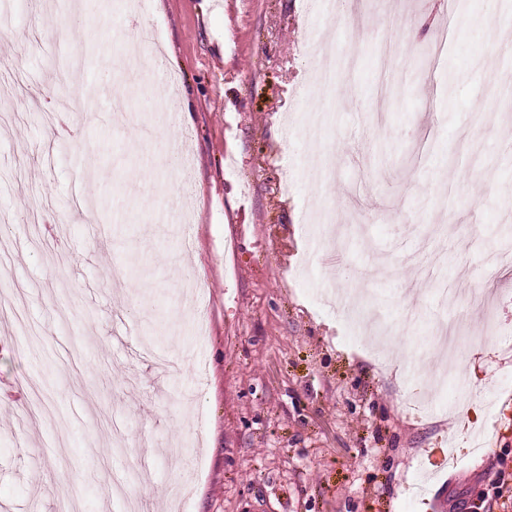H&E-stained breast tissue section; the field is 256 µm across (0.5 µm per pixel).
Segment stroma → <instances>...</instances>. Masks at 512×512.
I'll list each match as a JSON object with an SVG mask.
<instances>
[{
    "label": "stroma",
    "mask_w": 512,
    "mask_h": 512,
    "mask_svg": "<svg viewBox=\"0 0 512 512\" xmlns=\"http://www.w3.org/2000/svg\"><path fill=\"white\" fill-rule=\"evenodd\" d=\"M407 2L0 0L28 89L0 80L24 116L0 131V294L41 285L34 335L0 328V386L37 384L54 414L0 404V512H512V272L485 266L512 238V55L492 49L512 0ZM66 20L94 60L70 87ZM448 22L444 64L418 71ZM338 31L355 63L313 142L312 46ZM169 139L188 162L143 179ZM421 245L448 258L464 335L456 373L419 393L411 374L439 362L437 303L405 262ZM372 311L390 344L368 354Z\"/></svg>",
    "instance_id": "stroma-1"
}]
</instances>
